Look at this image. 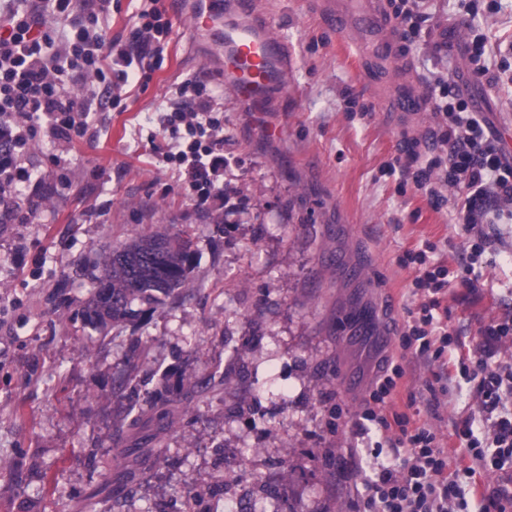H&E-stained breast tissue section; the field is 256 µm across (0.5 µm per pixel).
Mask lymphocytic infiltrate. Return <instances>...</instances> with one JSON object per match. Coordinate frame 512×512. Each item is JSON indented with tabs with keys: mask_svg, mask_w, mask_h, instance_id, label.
<instances>
[{
	"mask_svg": "<svg viewBox=\"0 0 512 512\" xmlns=\"http://www.w3.org/2000/svg\"><path fill=\"white\" fill-rule=\"evenodd\" d=\"M110 7L111 0H90L74 20L72 0H0V186L13 195L32 179L18 155L37 127L67 143L83 137L91 113L109 112L121 103L134 72L161 67L172 31L164 11L155 6L139 11L122 43L106 38ZM426 88L436 110L448 118L438 136L447 151L425 160L408 150L400 171L437 210L447 201L444 188L463 191L458 219L469 235L502 213L512 214V160L497 149L485 120L443 74H434ZM167 110L172 125L168 135L150 136L152 154L175 167L197 191L200 204L223 213L229 160L219 95L187 79L177 84ZM434 250L429 243L401 259L418 271L412 293L421 302L408 313L399 347L427 364L442 386L457 376L475 382L473 412L450 424L470 462L450 466L443 435L394 410L393 394L404 371L392 365L371 381L356 424L362 434L375 436L377 447L402 457L395 464L359 468L366 507L368 512H459L468 489L484 478L491 482L489 507L512 512V311L482 328V356L471 359L460 335L448 329L443 300L452 282L474 287L479 273L473 260L485 246L473 245L472 262L455 271L430 264Z\"/></svg>",
	"mask_w": 512,
	"mask_h": 512,
	"instance_id": "f902f5d3",
	"label": "lymphocytic infiltrate"
}]
</instances>
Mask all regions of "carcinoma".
Here are the masks:
<instances>
[{
	"label": "carcinoma",
	"instance_id": "1",
	"mask_svg": "<svg viewBox=\"0 0 512 512\" xmlns=\"http://www.w3.org/2000/svg\"><path fill=\"white\" fill-rule=\"evenodd\" d=\"M190 255L185 242L177 235H139L112 249L105 257L81 316L91 325L130 320L138 315L134 302L153 310L186 286ZM174 390L169 378L160 376L146 392L141 413L146 414L169 405Z\"/></svg>",
	"mask_w": 512,
	"mask_h": 512
}]
</instances>
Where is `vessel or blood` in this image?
<instances>
[{
    "instance_id": "obj_1",
    "label": "vessel or blood",
    "mask_w": 512,
    "mask_h": 512,
    "mask_svg": "<svg viewBox=\"0 0 512 512\" xmlns=\"http://www.w3.org/2000/svg\"><path fill=\"white\" fill-rule=\"evenodd\" d=\"M252 0H177L176 13L189 23L191 36L224 51V79L239 99L263 111L271 89L288 71V45L267 27L250 21ZM237 21H228L231 11ZM322 17L337 33L363 43L377 64L399 66L400 80L387 106L396 112H418L426 99L409 69L404 44L389 0H322Z\"/></svg>"
}]
</instances>
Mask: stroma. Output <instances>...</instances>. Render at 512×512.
Returning <instances> with one entry per match:
<instances>
[{
    "label": "stroma",
    "instance_id": "stroma-1",
    "mask_svg": "<svg viewBox=\"0 0 512 512\" xmlns=\"http://www.w3.org/2000/svg\"><path fill=\"white\" fill-rule=\"evenodd\" d=\"M425 17L408 47L417 79L443 72L475 101L512 159V68L476 77L459 0H418ZM292 54L288 82L263 114L236 98L173 19L162 66L133 85L125 111L96 112L97 136L65 143L39 130L20 156L41 174L0 218V512H86L98 490L108 512H225L224 452L255 458L269 484L304 512H365L357 467L371 450L353 425L380 359L398 335L416 276L405 250L436 244L456 269L471 246L457 223L461 195L433 209L388 165L405 142L432 156L433 107L387 111L361 47L336 36L313 0H255ZM486 62L512 65V0L475 20ZM197 79L224 96V193L245 199L218 219L168 164L147 154L176 83ZM366 104L349 112L347 97ZM181 233L193 255L179 296L132 322L85 326L86 268L136 234ZM475 288L453 283L450 327L480 357L481 328L512 308V219L484 227ZM268 356L288 401L253 395L254 358ZM401 365L393 403L415 400L447 432L472 410L473 386L435 400L429 369ZM170 371L176 400L164 419L130 426V410ZM448 455L461 460L448 434ZM140 471L127 482L128 471Z\"/></svg>",
    "mask_w": 512,
    "mask_h": 512
}]
</instances>
